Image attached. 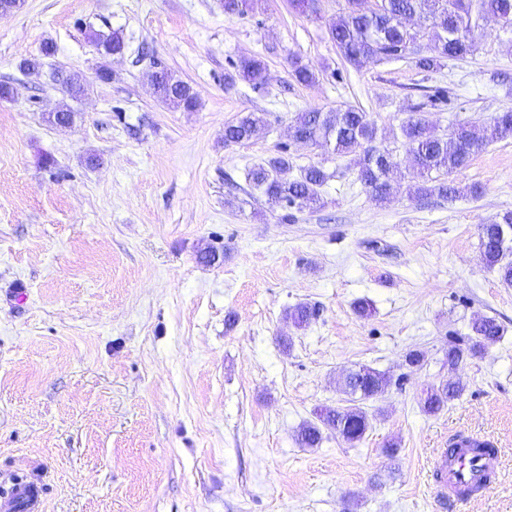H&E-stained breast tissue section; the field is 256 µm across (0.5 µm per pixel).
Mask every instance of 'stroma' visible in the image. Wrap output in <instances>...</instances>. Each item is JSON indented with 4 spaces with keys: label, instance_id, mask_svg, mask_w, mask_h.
Here are the masks:
<instances>
[{
    "label": "stroma",
    "instance_id": "1",
    "mask_svg": "<svg viewBox=\"0 0 512 512\" xmlns=\"http://www.w3.org/2000/svg\"><path fill=\"white\" fill-rule=\"evenodd\" d=\"M345 6L319 0L307 15L257 0L228 17L221 0H25L0 15L12 89L0 99V496L35 478L42 512H512V286L479 239L512 211V139L453 173L462 192L446 199L414 194L400 131L414 112L445 136L512 111V31L476 17L466 58L357 69L328 34ZM113 31L125 51L101 58L90 35ZM146 50L194 87V111L154 95ZM34 56L39 72L21 74ZM252 57L264 84L226 85ZM294 58L314 84L290 76ZM54 69L85 93L53 89ZM63 105L73 124H50ZM348 106L390 151L386 202L358 180V153L290 139L298 113ZM249 112L266 126L225 144V125ZM282 144L329 175L322 205L288 222L246 178ZM208 246L217 263L200 260ZM360 299L370 318L355 314ZM299 303L319 309L304 328L287 315ZM483 316L502 339L449 372V343ZM412 350L421 367L406 364ZM365 365L394 383L363 401L364 438L326 428L302 447L300 426L346 407L341 377ZM451 378L463 394L423 412V389ZM458 432L493 441L505 467L487 497L452 506L430 461Z\"/></svg>",
    "mask_w": 512,
    "mask_h": 512
}]
</instances>
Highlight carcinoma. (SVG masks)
<instances>
[{
    "instance_id": "obj_1",
    "label": "carcinoma",
    "mask_w": 512,
    "mask_h": 512,
    "mask_svg": "<svg viewBox=\"0 0 512 512\" xmlns=\"http://www.w3.org/2000/svg\"><path fill=\"white\" fill-rule=\"evenodd\" d=\"M347 0L344 12L329 26V34L343 58L359 69L373 59L401 60L409 52L417 38L403 24V18L412 16L425 26L437 31L436 56H422L415 66L422 70H433L448 58H464L475 51L472 9L480 15L495 17L504 29L512 30V0H383L382 9L374 15H364ZM255 0H223L224 14L233 17L254 9ZM98 53L104 57L120 54L125 44L114 32L109 35L95 33L91 36ZM266 65L259 58L240 61L238 77L254 86L263 84ZM291 75L296 82L310 85L315 74L299 60L291 63ZM149 79L156 95L168 106L183 111L197 107V96L191 85L175 77L164 67L151 66ZM265 126V118L257 112H249L237 121L224 126V143L239 144L251 139L254 133ZM404 145L418 159L417 175L424 183L416 187L421 194L436 193L441 197L461 193L458 186L450 182L427 184L432 172L450 175L467 166L471 157L494 141L512 136V112L497 116L493 123L477 128L456 126L448 136L436 135L420 117L411 116L401 127ZM377 130L368 114L348 107L344 110L323 112L319 109L301 112L293 124V136L308 143H332L334 151L346 154L362 149L357 162L358 180L378 201H383L394 190L389 179L391 163L389 150L374 145ZM293 164L288 149L282 147L277 155L259 164L247 173L254 188L262 190L268 201L285 209L299 210L320 203V188L328 179L327 173L318 165L299 168L292 175ZM512 229V214L502 217L495 224H484L480 228V247L487 268L498 273L502 282L512 284V246L500 239V232ZM318 311L308 305H298L290 312V318L298 328L308 326L316 319ZM502 337L501 325L492 317L474 320L467 334L468 348L448 346V369H453L464 360L465 355L477 356L495 345ZM391 385V378L368 366L349 371L344 377L348 393L361 399L384 394ZM464 391L458 382H448L442 388L430 387L421 402L427 414H436L448 402L458 398ZM325 424L336 430L344 441L354 444L363 439L368 429V419L361 407L327 409L322 414ZM322 440L318 426L303 424L298 432L301 446L314 448Z\"/></svg>"
}]
</instances>
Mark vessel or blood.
<instances>
[{
  "label": "vessel or blood",
  "mask_w": 512,
  "mask_h": 512,
  "mask_svg": "<svg viewBox=\"0 0 512 512\" xmlns=\"http://www.w3.org/2000/svg\"><path fill=\"white\" fill-rule=\"evenodd\" d=\"M503 467L498 449L478 447L476 441L459 443L453 450L440 451L434 463L438 494L451 501H474L485 497ZM40 496L25 484L15 485L0 498V512H38Z\"/></svg>",
  "instance_id": "vessel-or-blood-1"
}]
</instances>
